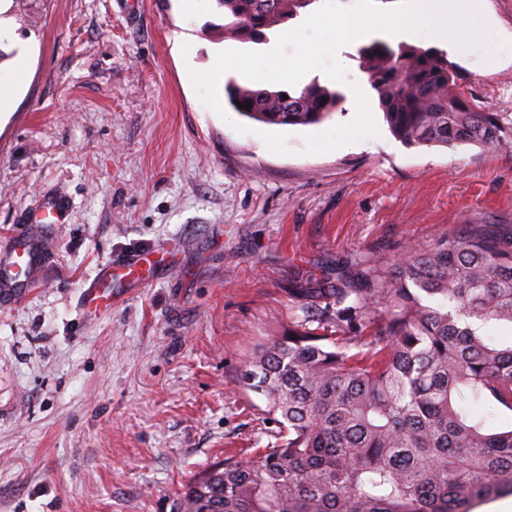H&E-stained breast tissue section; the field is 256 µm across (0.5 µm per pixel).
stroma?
Here are the masks:
<instances>
[{"mask_svg":"<svg viewBox=\"0 0 512 512\" xmlns=\"http://www.w3.org/2000/svg\"><path fill=\"white\" fill-rule=\"evenodd\" d=\"M484 39L452 49L467 97L512 119V0H484ZM37 32L8 18L0 49L26 73L0 111V249L41 240L34 285L0 306V512H175L195 474L254 456L272 431L242 390L252 350L296 319L291 289L392 261L451 224H512V147L408 146L391 133L357 45L343 51L378 129L357 147L303 154L349 109L287 127L225 122L190 70L243 49L201 0H39ZM246 122L247 132L235 130ZM161 258L145 284L83 290L113 258Z\"/></svg>","mask_w":512,"mask_h":512,"instance_id":"stroma-1","label":"stroma"}]
</instances>
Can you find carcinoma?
Here are the masks:
<instances>
[{
	"instance_id": "obj_1",
	"label": "carcinoma",
	"mask_w": 512,
	"mask_h": 512,
	"mask_svg": "<svg viewBox=\"0 0 512 512\" xmlns=\"http://www.w3.org/2000/svg\"><path fill=\"white\" fill-rule=\"evenodd\" d=\"M28 2L13 0L8 15L35 29ZM315 2L216 0L224 38L256 44ZM359 59L403 143L512 141L507 118L468 99L447 51L374 40ZM224 96L268 125L316 124L345 100L315 80L297 90L230 80ZM360 281L290 289L324 321L292 322L240 374L279 432L255 457L205 469L176 512H472L512 494V425L492 427L471 409L512 415V342L475 328L512 325V232L454 224L367 266Z\"/></svg>"
}]
</instances>
